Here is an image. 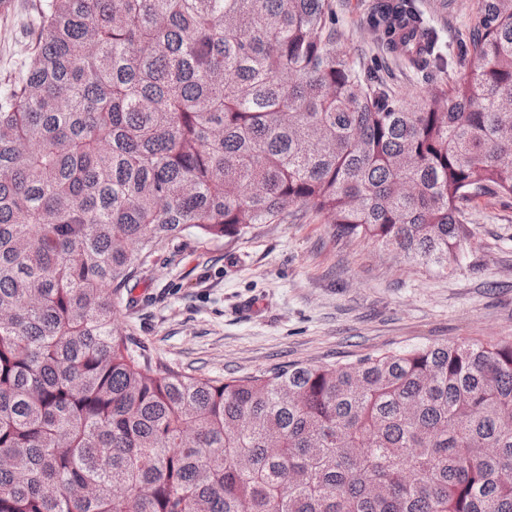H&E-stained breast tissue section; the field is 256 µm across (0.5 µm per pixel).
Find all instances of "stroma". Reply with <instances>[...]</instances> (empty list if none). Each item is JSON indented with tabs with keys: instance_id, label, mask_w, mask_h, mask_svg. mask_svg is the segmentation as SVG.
<instances>
[{
	"instance_id": "stroma-1",
	"label": "stroma",
	"mask_w": 512,
	"mask_h": 512,
	"mask_svg": "<svg viewBox=\"0 0 512 512\" xmlns=\"http://www.w3.org/2000/svg\"><path fill=\"white\" fill-rule=\"evenodd\" d=\"M0 11V90L27 60L38 0ZM376 0H332L339 38L363 70L407 102L434 79L390 54L365 23ZM441 51L456 50L477 0H416ZM472 238L448 273L338 236L306 213L238 238L187 231L144 257L116 324L148 360L195 376L260 375L294 362L329 365L431 343L512 336V198H482Z\"/></svg>"
}]
</instances>
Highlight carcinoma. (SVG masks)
Masks as SVG:
<instances>
[{
	"instance_id": "obj_1",
	"label": "carcinoma",
	"mask_w": 512,
	"mask_h": 512,
	"mask_svg": "<svg viewBox=\"0 0 512 512\" xmlns=\"http://www.w3.org/2000/svg\"><path fill=\"white\" fill-rule=\"evenodd\" d=\"M0 93V512H512V336L224 380L114 320L162 242L311 210L445 273L512 196V0L443 56L413 0L367 25L454 73L415 104L331 0H40Z\"/></svg>"
}]
</instances>
